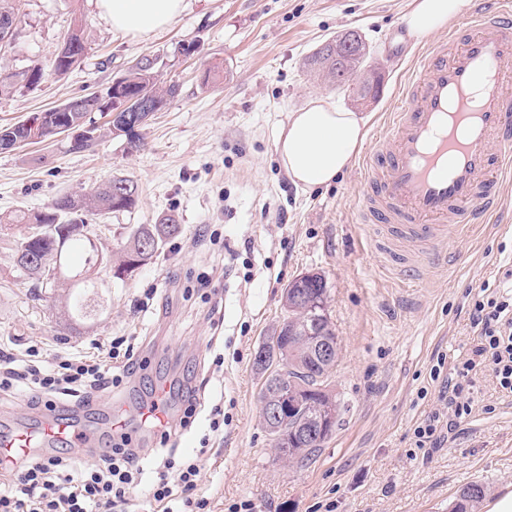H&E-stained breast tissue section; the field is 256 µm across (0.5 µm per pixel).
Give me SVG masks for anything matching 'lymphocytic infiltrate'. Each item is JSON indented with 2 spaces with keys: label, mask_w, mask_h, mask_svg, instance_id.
I'll return each mask as SVG.
<instances>
[{
  "label": "lymphocytic infiltrate",
  "mask_w": 512,
  "mask_h": 512,
  "mask_svg": "<svg viewBox=\"0 0 512 512\" xmlns=\"http://www.w3.org/2000/svg\"><path fill=\"white\" fill-rule=\"evenodd\" d=\"M468 306L477 340L447 378L440 408L415 427V447H435L471 416L479 370H489L500 399L512 403V293L485 284ZM39 355L34 344L17 356L0 352V393L26 389L47 411L124 386L138 364L128 336L111 340L94 357L61 354L44 364ZM130 440V434H113L110 450L90 466L61 452L0 465V512H131L130 491L145 478L162 512H208V499L197 493L201 456L159 448L148 463Z\"/></svg>",
  "instance_id": "1"
}]
</instances>
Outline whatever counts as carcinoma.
I'll return each instance as SVG.
<instances>
[{
  "instance_id": "obj_1",
  "label": "carcinoma",
  "mask_w": 512,
  "mask_h": 512,
  "mask_svg": "<svg viewBox=\"0 0 512 512\" xmlns=\"http://www.w3.org/2000/svg\"><path fill=\"white\" fill-rule=\"evenodd\" d=\"M70 49L59 52L52 63L37 65L41 72L59 69L71 70L85 55L81 27L67 36ZM370 51L346 62L336 59L333 42H328L313 53L307 62L309 71L332 80L336 87L350 96L381 85L382 78H374L375 66L369 62ZM124 91L128 94L143 90L150 92L162 104L177 94L175 84H162L155 70L154 59L143 56L123 76ZM20 88H32L30 69L0 73V97L9 96ZM58 116L65 124L78 127L93 123L94 108L87 96L77 94L56 109L40 112L28 121L0 126V140L22 144L55 140L56 122L45 115ZM141 127L124 128L114 122L95 126L96 138L106 135L123 136L130 148L140 146ZM138 185L130 179L114 177L104 181L88 193H69L58 197L51 206L37 211H21L0 217L1 224H21L24 233L16 251V264L33 287L56 296L64 302L61 319L66 322L82 321L91 316L87 298L104 284L94 276L96 268V233L89 217H103L127 211L136 206ZM69 224H79V232L66 231ZM180 233V225L172 217L158 224H140L129 235L121 254L114 260L113 276L119 278L151 262L162 248L165 239ZM84 250V264L71 268L67 256L74 250ZM288 299L294 309L277 326L267 340L275 354L269 355L268 364L258 366L261 395L271 392L276 384L288 392V397L300 402V407L288 414L283 426L277 430L264 427L272 438L274 450L288 451L291 466L302 467L329 439L346 411L345 403L333 393L329 378L333 366L325 365L317 357V346L337 343V336L328 311L329 288L325 276L315 272L296 277L287 285ZM486 494L485 486L471 482L457 492L451 512H480L479 506Z\"/></svg>"
}]
</instances>
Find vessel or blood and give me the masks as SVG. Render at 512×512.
I'll list each match as a JSON object with an SVG mask.
<instances>
[{"label":"vessel or blood","mask_w":512,"mask_h":512,"mask_svg":"<svg viewBox=\"0 0 512 512\" xmlns=\"http://www.w3.org/2000/svg\"><path fill=\"white\" fill-rule=\"evenodd\" d=\"M389 148L365 154L359 221L402 272L425 278L450 239L479 230L512 179V0H486L470 29L419 49L384 121ZM57 439L93 448L77 415L45 413L0 432V461Z\"/></svg>","instance_id":"obj_1"}]
</instances>
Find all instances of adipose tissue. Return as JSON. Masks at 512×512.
I'll return each mask as SVG.
<instances>
[{"mask_svg": "<svg viewBox=\"0 0 512 512\" xmlns=\"http://www.w3.org/2000/svg\"><path fill=\"white\" fill-rule=\"evenodd\" d=\"M466 0H413L404 21L415 41L445 28L465 8ZM113 29L135 36L171 24L186 0H97ZM367 135L361 113L319 97L291 113L276 140L280 165L294 185L305 191L330 186L353 163Z\"/></svg>", "mask_w": 512, "mask_h": 512, "instance_id": "1", "label": "adipose tissue"}]
</instances>
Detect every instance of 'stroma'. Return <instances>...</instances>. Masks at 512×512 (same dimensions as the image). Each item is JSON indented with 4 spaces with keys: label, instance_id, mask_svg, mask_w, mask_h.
Instances as JSON below:
<instances>
[{
    "label": "stroma",
    "instance_id": "obj_1",
    "mask_svg": "<svg viewBox=\"0 0 512 512\" xmlns=\"http://www.w3.org/2000/svg\"><path fill=\"white\" fill-rule=\"evenodd\" d=\"M412 0H189L170 26L144 37L112 30L95 0H15L22 23L0 47V67L48 64L74 22L85 55L64 76L46 75L33 89L0 98V126L59 106L78 93L104 91L142 55L156 56L161 81L175 97L141 131L138 150L106 136L81 152L65 139L0 153V215L37 211L63 193L90 191L113 177L139 186L131 210L96 219L104 254L119 252L136 224L165 214L182 226L160 256L124 278L108 265L95 321L63 325L52 298L15 267L19 234L0 230V348L17 353L37 343L43 360L69 350L97 354L118 336L136 339L146 367L121 389L100 392L80 422L107 437L120 410L132 444L146 458L159 445L196 453L210 435L211 408L230 422L206 454L198 493L212 512L249 500L255 512H449L460 487L476 481L488 496L512 487V404L497 400L488 373L475 376L478 402L448 441L418 449L413 430L438 405L443 377L476 337L468 292L512 265V189L498 217L475 236L449 242L446 267L424 280L385 268L356 200L361 171L351 166L332 186L305 192L282 170L275 141L290 113L328 97L364 112L365 150L388 147L385 113L409 73L415 43L398 44L392 27ZM348 29L365 36L382 88L358 105L311 74L306 61ZM221 65L219 82L205 83ZM325 274L329 313L338 337L331 387L347 403L335 432L304 467L272 452L260 425V386L253 362L259 342L285 316L281 293L299 274ZM223 356L215 367V356ZM442 377L433 380V365ZM165 387L176 425L169 440L144 428L140 409ZM201 408L178 427L187 389Z\"/></svg>",
    "mask_w": 512,
    "mask_h": 512
}]
</instances>
